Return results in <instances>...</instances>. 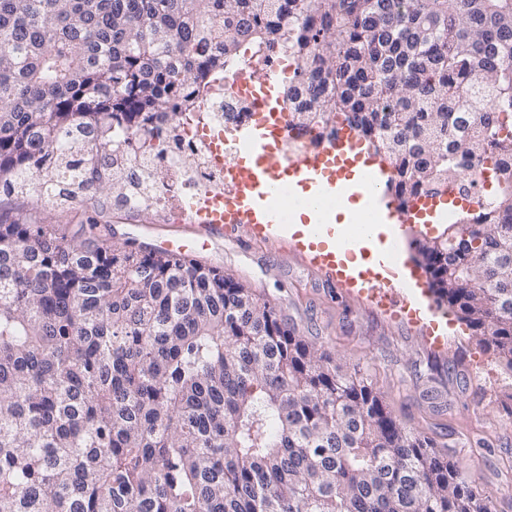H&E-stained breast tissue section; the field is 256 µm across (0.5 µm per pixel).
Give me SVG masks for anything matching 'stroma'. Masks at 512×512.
<instances>
[{"label": "stroma", "mask_w": 512, "mask_h": 512, "mask_svg": "<svg viewBox=\"0 0 512 512\" xmlns=\"http://www.w3.org/2000/svg\"><path fill=\"white\" fill-rule=\"evenodd\" d=\"M146 224L165 234L188 231L168 207L116 210L113 243L155 247V238L142 231ZM201 262L262 294L297 335L336 361L359 366L408 428L467 466L492 512H512V376L454 313L427 301L432 315L450 327L446 349L438 353L416 327L370 312L295 256L248 241L243 231L225 236Z\"/></svg>", "instance_id": "35a3bbf8"}]
</instances>
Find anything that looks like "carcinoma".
<instances>
[{"label": "carcinoma", "mask_w": 512, "mask_h": 512, "mask_svg": "<svg viewBox=\"0 0 512 512\" xmlns=\"http://www.w3.org/2000/svg\"><path fill=\"white\" fill-rule=\"evenodd\" d=\"M277 51L288 121L354 129L403 208L493 174L417 257L512 373V0H0V512H491L247 284L35 216L109 223L159 122ZM40 217L43 224H60L74 230L79 228V224L88 227L92 218H98L90 201L76 203L64 209L50 207L42 211Z\"/></svg>", "instance_id": "obj_1"}]
</instances>
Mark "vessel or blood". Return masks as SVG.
I'll return each mask as SVG.
<instances>
[{
  "label": "vessel or blood",
  "mask_w": 512,
  "mask_h": 512,
  "mask_svg": "<svg viewBox=\"0 0 512 512\" xmlns=\"http://www.w3.org/2000/svg\"><path fill=\"white\" fill-rule=\"evenodd\" d=\"M264 108L257 122L241 130L237 139L245 157L225 153L224 168L228 174L224 209L206 200L200 207H189L183 213L192 236L161 240L159 250L174 254L201 253L210 250L225 234L239 225L250 236L279 238L289 235L297 255L311 267L325 271L332 282L345 284L338 271L337 253H351L363 238V228L350 224L342 229L332 225L336 218L335 203L344 198L364 200L375 223L388 224L394 235L407 233L417 216L435 218L447 215L450 195L418 200L413 207L400 209L387 185L393 175L388 160L370 158L357 150V135L348 126H341L336 137L322 141L315 150L292 148L294 130L288 114L280 109L271 89L261 93ZM310 190L316 200H332V207L318 208L313 224L305 232L290 233L294 213L284 200L295 188ZM358 295L369 298L379 309L406 315L408 323L418 325L425 340L435 349H443L445 339L433 335L421 317L414 300L395 288L385 263L367 264L354 280Z\"/></svg>",
  "instance_id": "b4317fda"
}]
</instances>
